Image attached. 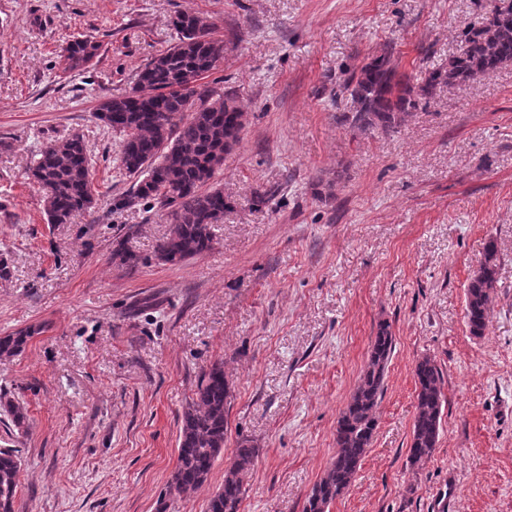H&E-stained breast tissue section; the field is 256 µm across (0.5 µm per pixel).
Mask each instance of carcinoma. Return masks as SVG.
<instances>
[{
  "mask_svg": "<svg viewBox=\"0 0 512 512\" xmlns=\"http://www.w3.org/2000/svg\"><path fill=\"white\" fill-rule=\"evenodd\" d=\"M172 26L176 42L140 70L137 89L106 98L95 117L122 135L121 166L135 178L130 193L116 199L114 206L140 201L165 212L172 227L157 245L156 256L175 265L211 248V228L230 208L223 189L201 187L215 177L224 154L239 144L245 112L237 96L200 83L224 57V41L212 37L213 25L194 13L179 12ZM465 42L462 54L449 57L448 67L431 72L422 84L398 74L388 54L363 64L347 85L353 103L348 124L359 130L393 132L437 85L470 81L512 64V0H497L484 24L465 32ZM100 48L90 37L72 41L65 48L66 68L87 67ZM30 177L45 193L49 224H69L75 214L95 209L90 159L78 135L44 146ZM497 269V249L490 239L465 293L466 324L474 336L486 331ZM33 334L25 329L0 336V357L20 354ZM393 352L389 327H379L365 369L337 420L333 461L311 489L302 512H330L333 502L351 486L377 428L376 412ZM414 377L416 412L409 458L419 464L430 459L436 448L446 396L442 372L432 359L419 360ZM229 398L224 363L217 361L204 373L184 410L169 495L187 497L206 482L224 448ZM257 456L253 440L238 441L234 466L224 476V487L211 497L208 512H239L245 493L242 474ZM19 473L17 450L0 449V512H14Z\"/></svg>",
  "mask_w": 512,
  "mask_h": 512,
  "instance_id": "obj_1",
  "label": "carcinoma"
}]
</instances>
